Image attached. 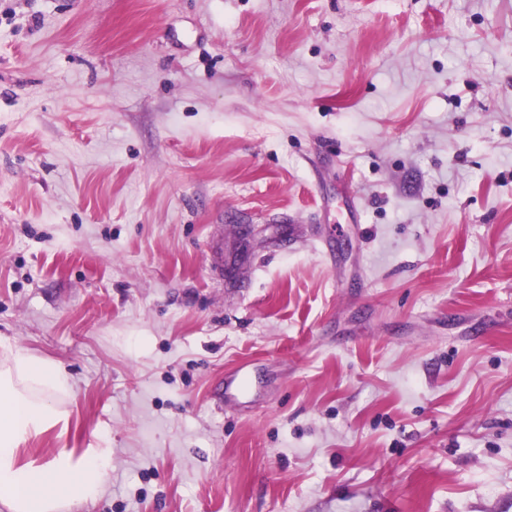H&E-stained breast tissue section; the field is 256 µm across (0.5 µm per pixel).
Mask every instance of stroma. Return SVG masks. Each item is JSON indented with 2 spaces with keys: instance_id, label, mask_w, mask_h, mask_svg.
<instances>
[{
  "instance_id": "1",
  "label": "stroma",
  "mask_w": 512,
  "mask_h": 512,
  "mask_svg": "<svg viewBox=\"0 0 512 512\" xmlns=\"http://www.w3.org/2000/svg\"><path fill=\"white\" fill-rule=\"evenodd\" d=\"M0 336L71 512H512V0H0ZM72 398L61 364L0 339V505L7 512H63L102 494L111 449L88 448L75 457L58 448L47 462L21 457L31 439L51 429L66 432ZM250 377L245 365H240L237 369L224 375V391L233 394L237 398H242Z\"/></svg>"
}]
</instances>
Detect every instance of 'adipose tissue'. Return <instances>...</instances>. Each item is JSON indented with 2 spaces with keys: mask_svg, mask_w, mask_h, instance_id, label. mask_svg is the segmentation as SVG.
Masks as SVG:
<instances>
[{
  "mask_svg": "<svg viewBox=\"0 0 512 512\" xmlns=\"http://www.w3.org/2000/svg\"><path fill=\"white\" fill-rule=\"evenodd\" d=\"M72 398V379L61 364L0 339V505L8 512H67L102 494L111 449L77 456L61 448L46 462L21 457L31 439L67 430Z\"/></svg>",
  "mask_w": 512,
  "mask_h": 512,
  "instance_id": "1",
  "label": "adipose tissue"
}]
</instances>
